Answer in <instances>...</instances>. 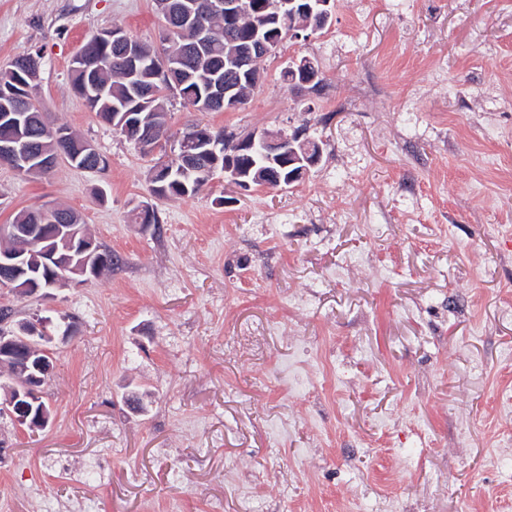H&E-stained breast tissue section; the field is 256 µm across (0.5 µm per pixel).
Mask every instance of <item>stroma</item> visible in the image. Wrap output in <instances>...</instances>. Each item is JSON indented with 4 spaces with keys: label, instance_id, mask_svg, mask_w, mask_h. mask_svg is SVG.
Here are the masks:
<instances>
[{
    "label": "stroma",
    "instance_id": "stroma-1",
    "mask_svg": "<svg viewBox=\"0 0 512 512\" xmlns=\"http://www.w3.org/2000/svg\"><path fill=\"white\" fill-rule=\"evenodd\" d=\"M163 25L153 0H0V70L40 55L43 112L106 161L0 163V224L68 207L118 259L0 289L14 319L73 325L48 426L0 416V512H512V0H335L241 108L173 102L169 145L202 122L322 152L287 189L219 172L158 202L157 235L134 211L153 156L69 70L98 31ZM303 57L317 88L281 78Z\"/></svg>",
    "mask_w": 512,
    "mask_h": 512
}]
</instances>
